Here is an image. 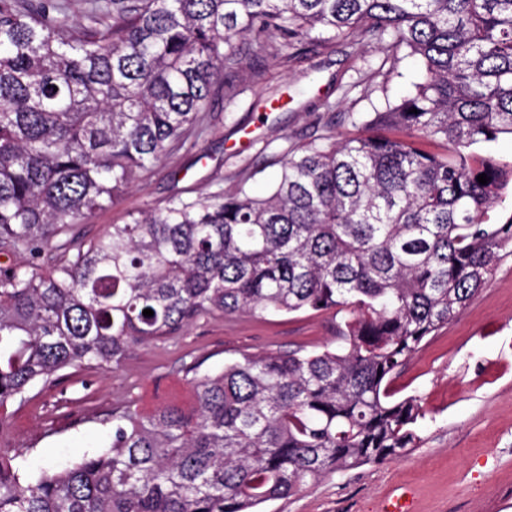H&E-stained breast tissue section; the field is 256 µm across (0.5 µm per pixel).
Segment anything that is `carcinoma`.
Segmentation results:
<instances>
[{"mask_svg": "<svg viewBox=\"0 0 512 512\" xmlns=\"http://www.w3.org/2000/svg\"><path fill=\"white\" fill-rule=\"evenodd\" d=\"M338 44L420 76L361 125L289 152L268 195L246 182L177 194L97 238L71 234L207 132L212 96ZM417 109L418 113L411 112ZM512 0H0V408L64 369L118 368L206 315L347 311L333 349L242 354L190 399L112 408L104 449L27 475L0 454V512H260L327 477L414 448L425 417L394 375L489 283L512 242ZM444 146L425 150L422 143ZM490 181L482 185L477 176ZM71 253L43 267L51 252ZM153 316L146 317L143 310ZM474 151L482 156L492 155L496 158L511 160L512 138L509 136H503L495 142L481 143L474 147Z\"/></svg>", "mask_w": 512, "mask_h": 512, "instance_id": "1", "label": "carcinoma"}]
</instances>
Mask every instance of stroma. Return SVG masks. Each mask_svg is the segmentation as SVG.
Returning a JSON list of instances; mask_svg holds the SVG:
<instances>
[{"label": "stroma", "instance_id": "1", "mask_svg": "<svg viewBox=\"0 0 512 512\" xmlns=\"http://www.w3.org/2000/svg\"><path fill=\"white\" fill-rule=\"evenodd\" d=\"M377 58L366 48L339 46L287 66L267 59L264 80L243 78L233 100L212 98L210 129L197 147L164 158L77 232L96 237L128 213L161 206L179 192H225L243 181L253 194H264L289 149L327 132L339 139L357 134L352 116L411 91L418 68L407 58L384 92L364 97L365 63ZM345 318L332 310L212 316L135 350L117 371L67 369L0 412V453L30 473L66 466L107 445L116 404L186 401L188 367L215 370L244 353L318 350L334 340ZM392 387L398 397L421 400L426 416L416 448L269 502L265 512H382L383 499L401 485L414 489L416 512H512V243L488 285L422 342Z\"/></svg>", "mask_w": 512, "mask_h": 512}]
</instances>
